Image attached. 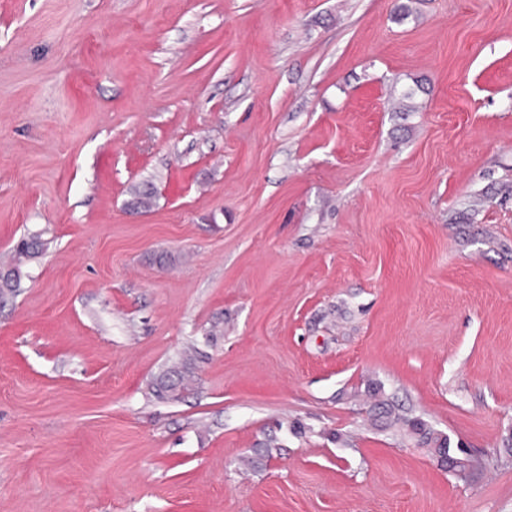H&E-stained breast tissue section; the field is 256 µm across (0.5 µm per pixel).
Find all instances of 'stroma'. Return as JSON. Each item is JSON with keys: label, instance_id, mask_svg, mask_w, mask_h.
Returning a JSON list of instances; mask_svg holds the SVG:
<instances>
[{"label": "stroma", "instance_id": "35a3bbf8", "mask_svg": "<svg viewBox=\"0 0 512 512\" xmlns=\"http://www.w3.org/2000/svg\"><path fill=\"white\" fill-rule=\"evenodd\" d=\"M32 236L0 512H512V0H0ZM382 413L387 416H393L396 422H401L407 427L417 442V445L428 448L434 455L438 456L441 465H448V459L453 458L450 454L451 448L448 443V437L443 435L418 418H408L395 413V409L384 400L377 404Z\"/></svg>", "mask_w": 512, "mask_h": 512}]
</instances>
